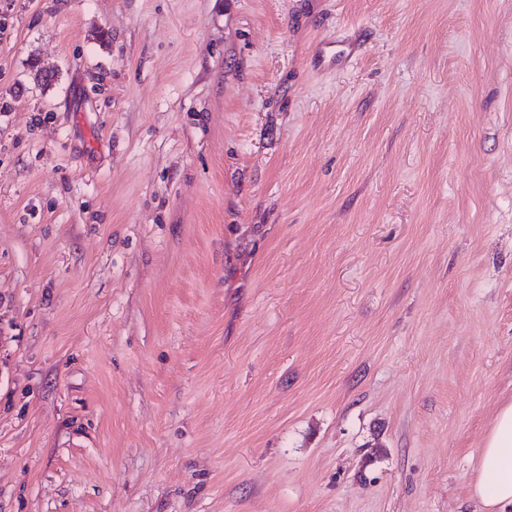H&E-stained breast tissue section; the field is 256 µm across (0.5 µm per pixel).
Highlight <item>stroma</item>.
Wrapping results in <instances>:
<instances>
[{
  "label": "stroma",
  "instance_id": "1",
  "mask_svg": "<svg viewBox=\"0 0 512 512\" xmlns=\"http://www.w3.org/2000/svg\"><path fill=\"white\" fill-rule=\"evenodd\" d=\"M507 404L512 0H0V512H483Z\"/></svg>",
  "mask_w": 512,
  "mask_h": 512
}]
</instances>
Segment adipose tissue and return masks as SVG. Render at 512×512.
<instances>
[{
	"label": "adipose tissue",
	"instance_id": "obj_1",
	"mask_svg": "<svg viewBox=\"0 0 512 512\" xmlns=\"http://www.w3.org/2000/svg\"><path fill=\"white\" fill-rule=\"evenodd\" d=\"M472 494L484 512L512 507V404L500 410L483 442Z\"/></svg>",
	"mask_w": 512,
	"mask_h": 512
}]
</instances>
